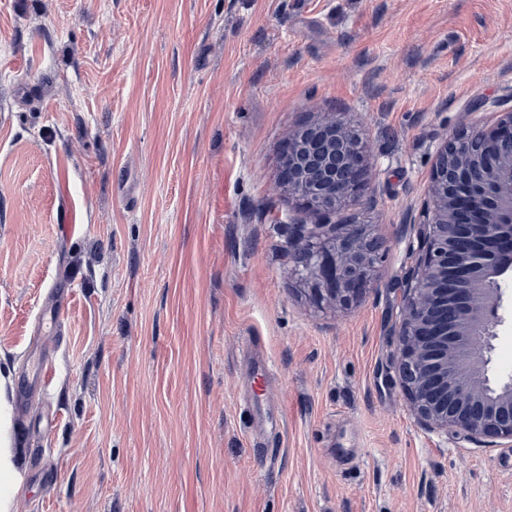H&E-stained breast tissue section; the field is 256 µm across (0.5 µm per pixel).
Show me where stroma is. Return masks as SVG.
I'll return each mask as SVG.
<instances>
[{
    "label": "stroma",
    "instance_id": "1",
    "mask_svg": "<svg viewBox=\"0 0 512 512\" xmlns=\"http://www.w3.org/2000/svg\"><path fill=\"white\" fill-rule=\"evenodd\" d=\"M512 109V0H0V365L13 512H512V447L428 429L396 375L438 149ZM341 114L372 179L278 186ZM287 224H367L348 307Z\"/></svg>",
    "mask_w": 512,
    "mask_h": 512
}]
</instances>
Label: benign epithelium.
Segmentation results:
<instances>
[{"label":"benign epithelium","instance_id":"obj_1","mask_svg":"<svg viewBox=\"0 0 512 512\" xmlns=\"http://www.w3.org/2000/svg\"><path fill=\"white\" fill-rule=\"evenodd\" d=\"M285 146L279 187L320 211L370 179L367 149L336 114L299 128ZM296 271L313 297L348 306L383 251L366 224H286ZM512 274V111L438 150L417 259L403 282L397 374L428 426L484 446L512 447V375L491 367Z\"/></svg>","mask_w":512,"mask_h":512}]
</instances>
